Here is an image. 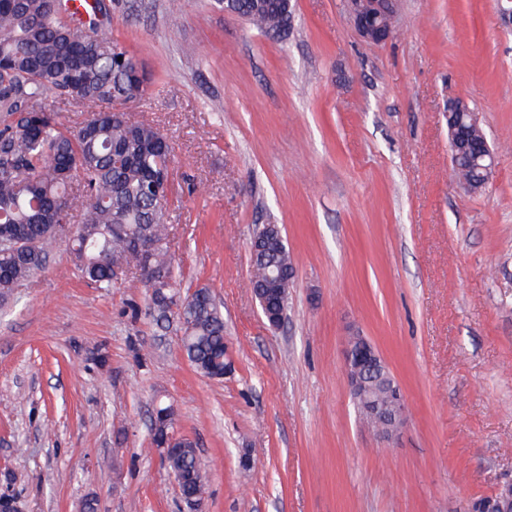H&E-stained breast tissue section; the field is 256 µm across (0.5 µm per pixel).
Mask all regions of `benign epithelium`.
I'll return each mask as SVG.
<instances>
[{
    "instance_id": "obj_1",
    "label": "benign epithelium",
    "mask_w": 512,
    "mask_h": 512,
    "mask_svg": "<svg viewBox=\"0 0 512 512\" xmlns=\"http://www.w3.org/2000/svg\"><path fill=\"white\" fill-rule=\"evenodd\" d=\"M347 10L358 34L373 43H382L394 37L393 19L397 9V0H346ZM254 294L259 302L262 314L273 327L281 325L286 312L273 315L269 311L270 289L256 288ZM368 370L379 371L383 386L389 394L388 404L380 406L367 392L362 379ZM344 371L348 386L355 402L359 403L361 415L369 424L378 439L386 444L400 435L406 421V401L402 390L390 374L384 360L374 345L358 334L350 337L344 358ZM172 420L171 411H157L153 416V426L164 432L160 445L163 462L177 454L176 437L167 431Z\"/></svg>"
}]
</instances>
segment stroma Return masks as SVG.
<instances>
[{
  "mask_svg": "<svg viewBox=\"0 0 512 512\" xmlns=\"http://www.w3.org/2000/svg\"><path fill=\"white\" fill-rule=\"evenodd\" d=\"M99 28L148 72L123 104L172 142L181 291L224 314V377L196 370L139 278L105 291L65 244L0 309V494L22 512H190L154 443L155 407L193 440L200 512H466L512 482V30L495 0H399L374 44L344 0H291L287 30L218 0H100ZM496 152L453 176L448 102ZM282 229L295 277L273 327L250 244ZM408 403L394 447L347 384L353 332Z\"/></svg>",
  "mask_w": 512,
  "mask_h": 512,
  "instance_id": "obj_1",
  "label": "stroma"
}]
</instances>
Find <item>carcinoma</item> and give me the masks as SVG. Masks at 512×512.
I'll return each instance as SVG.
<instances>
[{
    "label": "carcinoma",
    "instance_id": "cac0c4a2",
    "mask_svg": "<svg viewBox=\"0 0 512 512\" xmlns=\"http://www.w3.org/2000/svg\"><path fill=\"white\" fill-rule=\"evenodd\" d=\"M230 10L263 32L286 29L288 0H232ZM144 73L138 59L97 28L78 26L64 0H0V300L45 269L51 246L67 244L81 275L103 290L121 267L147 276L150 313L158 323H179L183 350L203 375L224 356V315L212 291L180 296L168 224L173 147L154 126L123 112L97 111L80 126L58 123L48 95L110 104L122 100ZM460 157L455 177L469 193L481 191L475 160L485 152L483 130L450 112ZM251 255L255 288H282L280 272L294 271L280 233ZM149 240V251L140 243ZM178 304L180 312L171 305ZM183 451L170 469L195 487L205 486L196 444L178 437Z\"/></svg>",
    "mask_w": 512,
    "mask_h": 512
}]
</instances>
